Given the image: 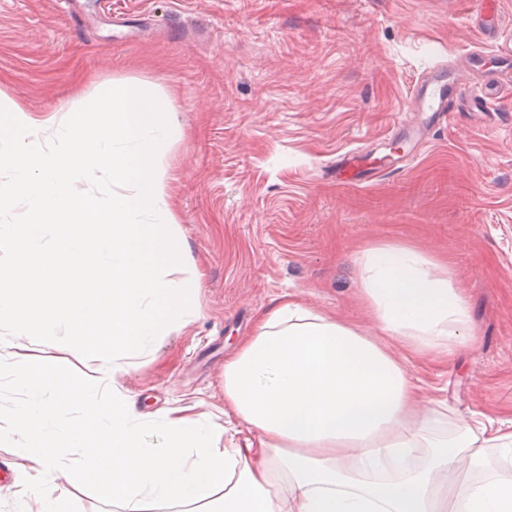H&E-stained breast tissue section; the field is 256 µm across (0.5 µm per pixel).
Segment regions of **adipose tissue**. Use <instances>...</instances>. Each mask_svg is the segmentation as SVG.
I'll use <instances>...</instances> for the list:
<instances>
[{"label": "adipose tissue", "instance_id": "1", "mask_svg": "<svg viewBox=\"0 0 512 512\" xmlns=\"http://www.w3.org/2000/svg\"><path fill=\"white\" fill-rule=\"evenodd\" d=\"M77 101L80 120L47 146L39 120L0 91V167L13 171L0 205L21 193L34 212L24 227L0 224V247L27 258L0 276V359L26 396L14 416L23 439L14 469L42 479L78 459L85 480L128 497L132 512H512V479L484 470L491 448L512 465V427L436 434L444 404L412 376V359H447L472 333L447 267L406 246L356 258L372 332L290 295L258 315L224 364V404L249 430L243 443L218 447L180 408L142 420L113 377L198 296L163 272L176 222L162 165L171 103L140 80ZM106 172L118 185L109 199L77 191ZM62 327L71 350L95 354L75 387L19 343ZM75 405L82 423L64 422ZM463 458L483 478H459Z\"/></svg>", "mask_w": 512, "mask_h": 512}]
</instances>
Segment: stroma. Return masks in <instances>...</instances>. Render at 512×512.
I'll return each mask as SVG.
<instances>
[{"label": "stroma", "instance_id": "obj_1", "mask_svg": "<svg viewBox=\"0 0 512 512\" xmlns=\"http://www.w3.org/2000/svg\"><path fill=\"white\" fill-rule=\"evenodd\" d=\"M0 0V91L52 141L74 124V91L154 83L171 99L165 165L179 259L199 299L125 361L115 387L139 414L188 406L221 443L243 425L224 410V363L260 312L286 293L368 326L355 257L408 246L448 265L476 341L420 372L448 426L512 422V87L480 123L457 99L448 119L396 127L416 79L440 63L494 72L483 34L512 22V0ZM360 148L371 182H336V158ZM24 395L0 365V512H35L46 484L11 467Z\"/></svg>", "mask_w": 512, "mask_h": 512}]
</instances>
